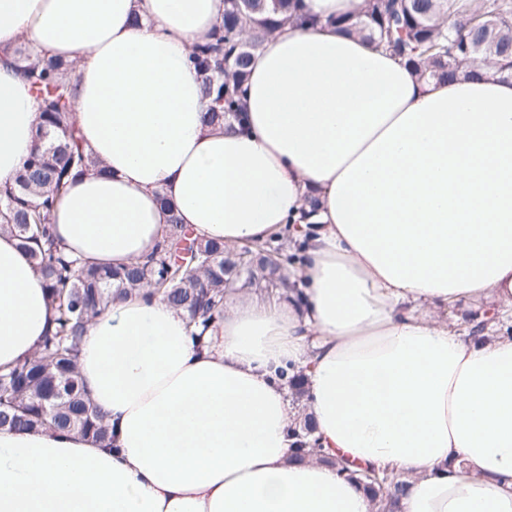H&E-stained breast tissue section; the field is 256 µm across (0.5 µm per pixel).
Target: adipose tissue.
I'll list each match as a JSON object with an SVG mask.
<instances>
[{"mask_svg": "<svg viewBox=\"0 0 512 512\" xmlns=\"http://www.w3.org/2000/svg\"><path fill=\"white\" fill-rule=\"evenodd\" d=\"M363 3L301 0L318 25L267 37L242 119L213 125L189 56L224 0H0V49L74 64L77 126L102 166L56 205L67 252L144 260L173 213L231 248L292 221L305 242L287 299L227 291L200 337L151 287L114 296L78 356L111 443L0 431V512H374L334 467L293 461L281 368L308 378L320 447L410 473L402 512H512V338L433 315L485 299L512 319V78H417L333 27ZM39 132L27 83L0 65V186ZM55 317L0 233V373Z\"/></svg>", "mask_w": 512, "mask_h": 512, "instance_id": "1", "label": "adipose tissue"}]
</instances>
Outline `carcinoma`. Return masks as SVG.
I'll return each mask as SVG.
<instances>
[{
    "instance_id": "carcinoma-1",
    "label": "carcinoma",
    "mask_w": 512,
    "mask_h": 512,
    "mask_svg": "<svg viewBox=\"0 0 512 512\" xmlns=\"http://www.w3.org/2000/svg\"><path fill=\"white\" fill-rule=\"evenodd\" d=\"M290 21L304 22L297 0H225L224 20L190 56L203 78L211 123L245 112L251 59L267 36ZM333 24L407 60L426 80H448L462 70L474 74L487 63L504 77L512 75V0H364L356 18ZM246 29L251 37L244 40ZM0 62L29 83L45 141L32 151L15 184L0 189V232L18 239L46 280L56 309L54 328L36 354L0 374V429L78 430L105 442L109 425L85 393L77 365L89 320L112 302L113 293L147 284L186 312L190 322L207 326L222 310L224 281L232 276L236 251L194 237L173 217L162 242L143 262L104 269L65 254L50 228L53 210L73 178L97 167L78 136L74 86L67 77L71 64L25 44L0 49ZM248 250L254 259L250 287L279 283L290 260L285 244L256 243ZM276 252L279 264L262 261ZM312 431L307 419L294 426V458L332 463L341 477L369 493L376 512H398L406 473L386 469L369 480L363 469L333 460L312 445Z\"/></svg>"
}]
</instances>
